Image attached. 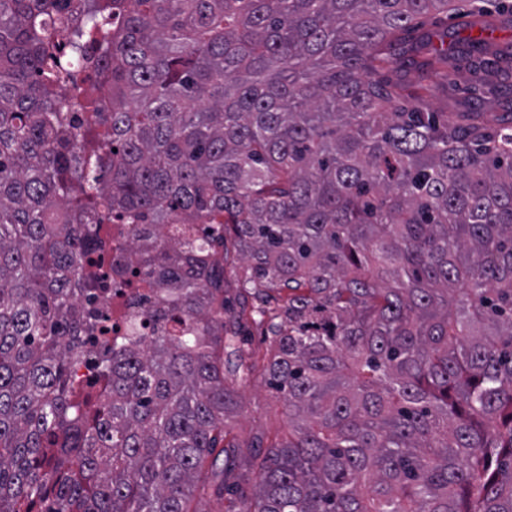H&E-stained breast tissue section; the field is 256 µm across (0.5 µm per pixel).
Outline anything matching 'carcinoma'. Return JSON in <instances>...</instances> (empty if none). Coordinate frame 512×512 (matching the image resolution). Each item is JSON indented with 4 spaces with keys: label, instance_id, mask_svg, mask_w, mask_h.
<instances>
[{
    "label": "carcinoma",
    "instance_id": "1",
    "mask_svg": "<svg viewBox=\"0 0 512 512\" xmlns=\"http://www.w3.org/2000/svg\"><path fill=\"white\" fill-rule=\"evenodd\" d=\"M466 2L0 0V512H512V112L377 78L397 50L454 60L444 31L403 40L434 13L512 67V5ZM88 33L111 111L91 88L66 139L54 41ZM115 209L156 303L151 335L103 338L96 389L72 369ZM181 221L200 235L142 244ZM226 232L285 442L224 431L255 371L210 261Z\"/></svg>",
    "mask_w": 512,
    "mask_h": 512
}]
</instances>
